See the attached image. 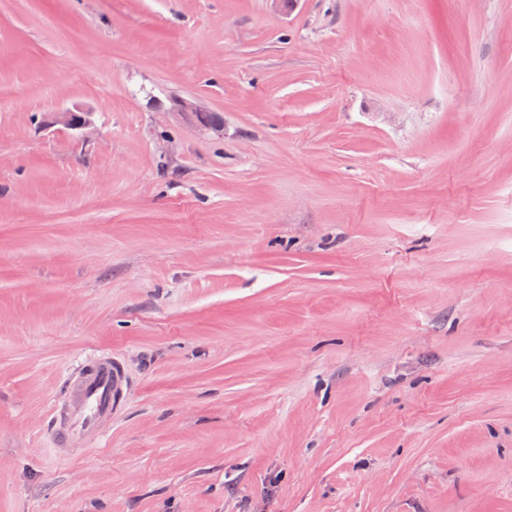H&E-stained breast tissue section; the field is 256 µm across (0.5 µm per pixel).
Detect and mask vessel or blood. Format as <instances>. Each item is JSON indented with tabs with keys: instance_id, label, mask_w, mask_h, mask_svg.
<instances>
[{
	"instance_id": "b4317fda",
	"label": "vessel or blood",
	"mask_w": 512,
	"mask_h": 512,
	"mask_svg": "<svg viewBox=\"0 0 512 512\" xmlns=\"http://www.w3.org/2000/svg\"><path fill=\"white\" fill-rule=\"evenodd\" d=\"M130 391L131 380L115 354L99 351L83 358L53 413L51 437L56 451L72 450L77 440L103 433L122 411Z\"/></svg>"
}]
</instances>
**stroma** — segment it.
I'll return each instance as SVG.
<instances>
[{"instance_id":"1","label":"stroma","mask_w":512,"mask_h":512,"mask_svg":"<svg viewBox=\"0 0 512 512\" xmlns=\"http://www.w3.org/2000/svg\"><path fill=\"white\" fill-rule=\"evenodd\" d=\"M0 512H512V0H0ZM54 122L64 128L84 136L92 126L91 112L82 106L74 105L54 113ZM131 386L122 360L112 352L83 358L67 379L64 397L53 413L50 433L55 450L77 449V440L103 433L122 411Z\"/></svg>"}]
</instances>
